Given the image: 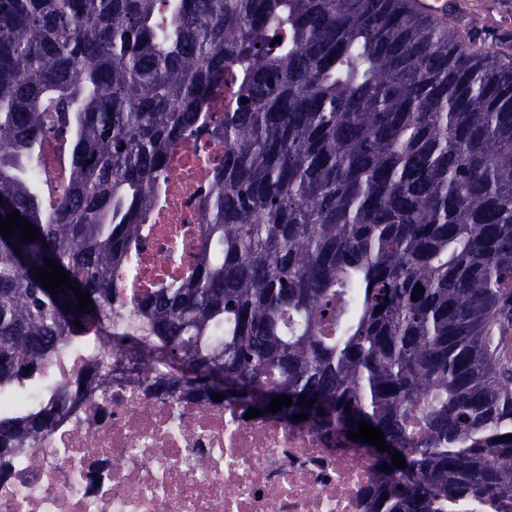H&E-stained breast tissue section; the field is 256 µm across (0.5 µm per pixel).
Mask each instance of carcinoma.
Listing matches in <instances>:
<instances>
[{
    "label": "carcinoma",
    "instance_id": "carcinoma-1",
    "mask_svg": "<svg viewBox=\"0 0 512 512\" xmlns=\"http://www.w3.org/2000/svg\"><path fill=\"white\" fill-rule=\"evenodd\" d=\"M201 130L224 142L201 254L125 298L170 157ZM48 133L67 167L47 205ZM15 210L39 234L0 235V393L133 317L181 371L151 386L371 455L374 512H512V56L479 30L413 0H0V219ZM46 257L91 312L43 288ZM362 420L387 451L348 438ZM54 421L0 413V459Z\"/></svg>",
    "mask_w": 512,
    "mask_h": 512
}]
</instances>
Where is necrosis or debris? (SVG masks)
Listing matches in <instances>:
<instances>
[{
  "instance_id": "4bbe7bcc",
  "label": "necrosis or debris",
  "mask_w": 512,
  "mask_h": 512,
  "mask_svg": "<svg viewBox=\"0 0 512 512\" xmlns=\"http://www.w3.org/2000/svg\"><path fill=\"white\" fill-rule=\"evenodd\" d=\"M223 158L204 134L177 148L124 292L145 295L192 265L207 173ZM115 344L102 335L61 352L20 397L0 398L5 412L70 399L50 429L0 459V512H368L378 474L362 451L179 388L155 394L153 368Z\"/></svg>"
}]
</instances>
